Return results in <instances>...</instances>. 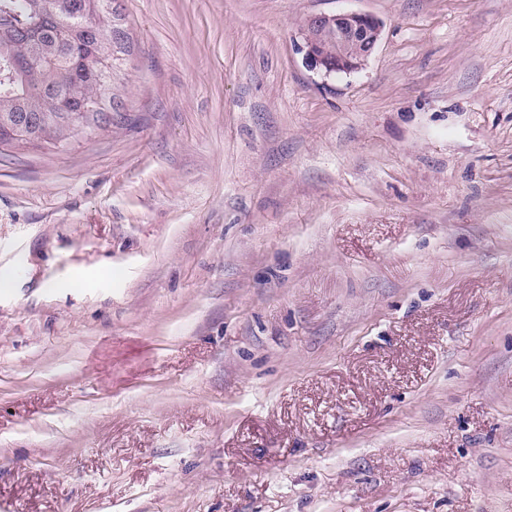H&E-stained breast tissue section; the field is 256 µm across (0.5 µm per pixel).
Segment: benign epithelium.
<instances>
[{
    "label": "benign epithelium",
    "instance_id": "1",
    "mask_svg": "<svg viewBox=\"0 0 512 512\" xmlns=\"http://www.w3.org/2000/svg\"><path fill=\"white\" fill-rule=\"evenodd\" d=\"M382 25L371 14H317L300 28L298 51L308 70L329 78L363 69L381 36Z\"/></svg>",
    "mask_w": 512,
    "mask_h": 512
}]
</instances>
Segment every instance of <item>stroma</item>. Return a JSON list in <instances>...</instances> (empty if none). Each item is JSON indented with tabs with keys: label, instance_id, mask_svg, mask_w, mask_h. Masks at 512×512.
I'll list each match as a JSON object with an SVG mask.
<instances>
[{
	"label": "stroma",
	"instance_id": "1",
	"mask_svg": "<svg viewBox=\"0 0 512 512\" xmlns=\"http://www.w3.org/2000/svg\"><path fill=\"white\" fill-rule=\"evenodd\" d=\"M113 8L111 125L0 148V512H512V0ZM336 31V54L323 52L322 37L326 29ZM382 25L371 14L345 12L310 16L298 32V51L309 71L324 78L350 75L363 69L381 36Z\"/></svg>",
	"mask_w": 512,
	"mask_h": 512
}]
</instances>
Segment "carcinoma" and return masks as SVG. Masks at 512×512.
<instances>
[{
  "instance_id": "1",
  "label": "carcinoma",
  "mask_w": 512,
  "mask_h": 512,
  "mask_svg": "<svg viewBox=\"0 0 512 512\" xmlns=\"http://www.w3.org/2000/svg\"><path fill=\"white\" fill-rule=\"evenodd\" d=\"M102 0H0V146L63 145L112 124L125 34ZM88 100L96 112L66 108Z\"/></svg>"
}]
</instances>
